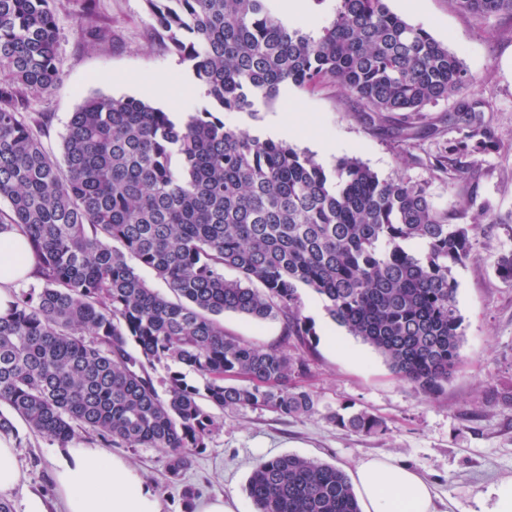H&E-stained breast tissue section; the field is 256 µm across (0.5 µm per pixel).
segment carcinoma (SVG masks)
I'll return each mask as SVG.
<instances>
[{
    "label": "carcinoma",
    "mask_w": 512,
    "mask_h": 512,
    "mask_svg": "<svg viewBox=\"0 0 512 512\" xmlns=\"http://www.w3.org/2000/svg\"><path fill=\"white\" fill-rule=\"evenodd\" d=\"M57 2L0 0V199L30 243L38 281L0 316V404L10 410L0 412V434L15 431L17 416L60 448H157L176 480L218 428L210 405L284 418L315 411L293 384L313 354L301 288L400 381L430 398L443 393L464 337L452 268L475 259L482 225L499 216L482 203L459 224L463 214L437 209L423 184L381 179L349 157L326 169L220 114L253 115L257 100L272 102L285 86L325 81L379 116L455 94L460 137L435 167L469 186L467 158L498 143L456 53L385 0H336L316 31L282 20L271 0H144L209 105L182 119L133 96L90 95L58 158L43 141L51 115L22 111L62 78ZM453 2L478 19L512 16V0ZM93 17L87 0L81 31L99 40ZM139 266L173 297L149 287ZM226 268L238 276L226 278ZM226 312L279 321L280 341L224 332ZM329 419L355 433L386 431L365 409ZM245 490L253 512H360L341 468L298 455L259 462Z\"/></svg>",
    "instance_id": "1"
}]
</instances>
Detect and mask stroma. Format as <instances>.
Instances as JSON below:
<instances>
[{"instance_id": "stroma-1", "label": "stroma", "mask_w": 512, "mask_h": 512, "mask_svg": "<svg viewBox=\"0 0 512 512\" xmlns=\"http://www.w3.org/2000/svg\"><path fill=\"white\" fill-rule=\"evenodd\" d=\"M386 4L460 57L476 80L474 99L491 107L484 118L501 143L499 150L478 157L474 166L478 193L493 205L500 221L485 225L476 239L475 260L452 270L464 328L460 364L440 396L425 397L401 382L372 347L334 324L314 292L301 289V316L315 331L316 357L309 372L295 382L313 394L316 413L282 418L260 408L225 410L223 426L176 481L169 479L159 450L117 449V456L137 467L158 490L163 512H188L190 503L219 496L234 499L236 512H253L245 492L252 469L263 459L284 454L314 458L349 474L366 457H390L425 476L441 502L450 503V512H470L492 486L512 480V402L501 398L512 391V282L495 270L498 255L512 250V39L505 34L512 17L478 19L457 10L452 0ZM84 7L85 0H59L63 77L48 95L28 105L32 112L52 113L45 142L53 152H60L65 124L85 97H141L139 80L145 74L176 78L178 90L154 100L163 109L182 111L201 101L186 65L156 36L144 0H95L97 24L104 34L100 40L79 30ZM456 103L451 96L409 116L396 112L380 128L360 103L327 82L311 91L284 87L274 101L259 105L257 116L235 112L224 121L271 138L279 113L307 116L289 143L313 153L325 167L353 157L379 177L403 175L428 184L438 208L461 212L467 208V190L433 165L443 144L459 135ZM407 126L419 130V137L402 139L400 131ZM223 322L225 332L261 345L276 342L281 334L280 323L272 320L257 322L228 313ZM347 406L379 416L387 432L365 436L329 421V413ZM17 432L22 481L12 504L20 505L26 490L55 500L57 446L33 436L25 425H18ZM187 487L195 493L193 500L183 496Z\"/></svg>"}]
</instances>
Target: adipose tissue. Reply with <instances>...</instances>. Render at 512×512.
Listing matches in <instances>:
<instances>
[{"mask_svg": "<svg viewBox=\"0 0 512 512\" xmlns=\"http://www.w3.org/2000/svg\"><path fill=\"white\" fill-rule=\"evenodd\" d=\"M35 263L24 235L0 231V315L13 289L29 280ZM362 512H437L430 482L386 457L361 460L353 472ZM56 495L63 512H162L161 497L128 461L81 444L59 452Z\"/></svg>", "mask_w": 512, "mask_h": 512, "instance_id": "adipose-tissue-1", "label": "adipose tissue"}]
</instances>
